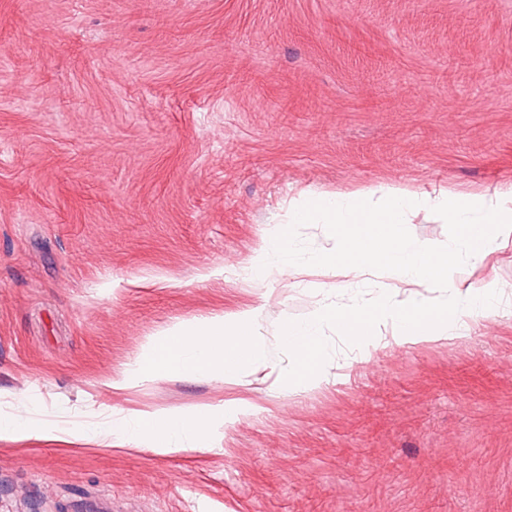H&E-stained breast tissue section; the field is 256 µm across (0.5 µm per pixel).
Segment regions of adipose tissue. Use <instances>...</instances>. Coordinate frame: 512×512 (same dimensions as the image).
<instances>
[{
  "mask_svg": "<svg viewBox=\"0 0 512 512\" xmlns=\"http://www.w3.org/2000/svg\"><path fill=\"white\" fill-rule=\"evenodd\" d=\"M425 213L462 228L446 242L412 238L411 215ZM286 224L277 226L248 264L258 280L306 275L310 264L329 268L336 279L350 276L373 283L378 295L371 306L344 310L317 308L302 321L284 322L281 334L292 361L280 379L297 394L321 379V337L331 326L357 347L376 345L384 336L414 345L468 331L474 316L498 312L504 293L492 283H456L451 271L461 256L485 264L512 243V187L492 193L461 195L445 191L429 195L404 187H370L343 191L301 192L288 200ZM293 224H323L328 245L305 263L290 245ZM441 288L442 303L429 302L421 291ZM261 310L248 307L214 314L163 331L137 365L117 377H103L102 389L122 391L133 382L158 375L210 374L234 384L258 377L265 369L260 343ZM250 405L230 402L202 406L187 414L134 412L99 415L89 425L93 440L105 448L151 447L179 454L206 447L217 424L250 412Z\"/></svg>",
  "mask_w": 512,
  "mask_h": 512,
  "instance_id": "adipose-tissue-1",
  "label": "adipose tissue"
}]
</instances>
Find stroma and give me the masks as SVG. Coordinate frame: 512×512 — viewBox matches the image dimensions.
Masks as SVG:
<instances>
[{
	"mask_svg": "<svg viewBox=\"0 0 512 512\" xmlns=\"http://www.w3.org/2000/svg\"><path fill=\"white\" fill-rule=\"evenodd\" d=\"M512 186V0H0V512H512V305L278 389L280 331L374 297L230 279L307 188ZM462 284L512 296V244ZM264 308L267 377L104 394L172 324ZM252 412L209 448L65 445L56 410ZM41 424L29 417L24 416H1L0 417V438L17 433L30 435L41 432Z\"/></svg>",
	"mask_w": 512,
	"mask_h": 512,
	"instance_id": "stroma-1",
	"label": "stroma"
}]
</instances>
